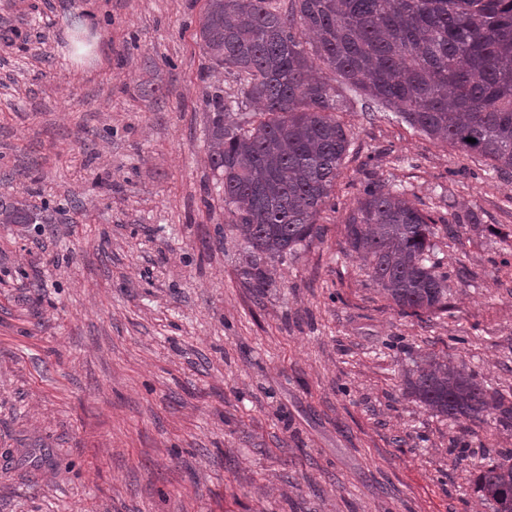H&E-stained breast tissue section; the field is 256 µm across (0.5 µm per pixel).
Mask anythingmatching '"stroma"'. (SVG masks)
I'll return each mask as SVG.
<instances>
[{"instance_id":"35a3bbf8","label":"stroma","mask_w":512,"mask_h":512,"mask_svg":"<svg viewBox=\"0 0 512 512\" xmlns=\"http://www.w3.org/2000/svg\"><path fill=\"white\" fill-rule=\"evenodd\" d=\"M205 0H0V512H493L494 420L410 397L429 353L512 399V173L386 109L320 238L248 288L207 163ZM380 179L451 224L448 308L399 310L348 252Z\"/></svg>"}]
</instances>
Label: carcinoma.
I'll list each match as a JSON object with an SVG mask.
<instances>
[{
	"mask_svg": "<svg viewBox=\"0 0 512 512\" xmlns=\"http://www.w3.org/2000/svg\"><path fill=\"white\" fill-rule=\"evenodd\" d=\"M206 0L196 39L207 70L239 81L230 103L209 102V167L224 193L228 223L248 243L241 274L261 292L269 263L320 237L352 144L339 113L346 97L317 75L332 69L366 101L410 128L512 171V0ZM254 102L239 120L232 108ZM475 142L470 143L468 139ZM24 207L1 224H34ZM436 220L406 192L371 181L345 224V243L401 311L448 310V275L430 256ZM405 383L437 416L512 427V403L476 376L433 357ZM476 491L494 512H512V452L482 467Z\"/></svg>",
	"mask_w": 512,
	"mask_h": 512,
	"instance_id": "carcinoma-1",
	"label": "carcinoma"
}]
</instances>
